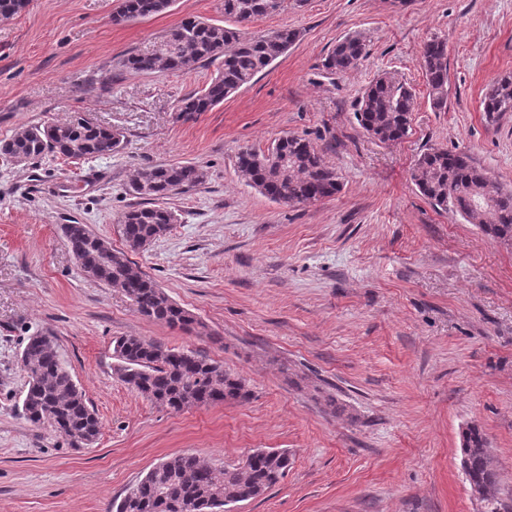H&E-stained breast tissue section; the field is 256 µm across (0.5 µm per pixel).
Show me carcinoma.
Instances as JSON below:
<instances>
[{"mask_svg":"<svg viewBox=\"0 0 512 512\" xmlns=\"http://www.w3.org/2000/svg\"><path fill=\"white\" fill-rule=\"evenodd\" d=\"M173 0H124L126 21L167 11ZM266 0H224V15L242 23L268 14ZM300 36L296 29L276 30L274 39L244 38L235 28L186 18L165 35L158 50L135 53L120 61L123 68L144 73L182 71L199 62H219L207 85L179 101L178 111L191 117L208 112L229 95L284 55ZM361 37L339 40L325 67L333 72L355 68L366 56ZM420 66L425 74L432 106L446 107L448 98V46L439 38L424 42ZM415 106L411 88L381 76L358 100L356 120L372 138L390 143L402 139L409 129ZM482 111L488 116L512 112V75L497 79L484 94ZM120 134L110 128L92 126L81 117L45 126L26 127L0 153L24 162L45 153L81 160L110 155L120 147ZM239 172L250 186L269 199L289 206L321 200L340 190L336 171L328 166L306 139L286 137L265 152L246 149L237 157ZM419 192L436 208L477 226L496 242L512 247V190L487 177L465 153L431 149L417 160L412 173ZM205 181L202 168L193 164L147 166L138 170L129 192L141 199L121 218L128 251L112 249L86 224L63 226L65 242L83 273L119 288L135 311L184 332L206 333V326L191 311L173 301L128 257L145 240L154 241L176 222V214L157 201L179 190L195 188ZM113 358L121 380L152 403L181 411L224 402L243 403L251 392L243 378L224 370V365L193 351L168 347L140 336H121L113 341ZM28 382L21 402L27 421L48 427L76 443L96 440L100 423L86 394L62 364L57 345L50 336L28 338L21 354ZM466 454L464 474L487 512H500V475L491 448L481 430L468 426L462 432ZM285 450H270L241 466L217 468L193 453L163 458L119 500L113 512H168V502L190 499L196 512H224L235 503L257 499L275 487L288 472Z\"/></svg>","mask_w":512,"mask_h":512,"instance_id":"carcinoma-1","label":"carcinoma"}]
</instances>
